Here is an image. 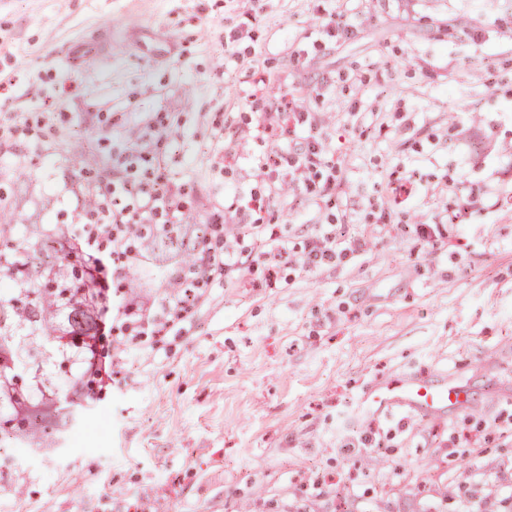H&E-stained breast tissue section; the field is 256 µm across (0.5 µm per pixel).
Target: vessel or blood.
<instances>
[{
	"instance_id": "b4317fda",
	"label": "vessel or blood",
	"mask_w": 512,
	"mask_h": 512,
	"mask_svg": "<svg viewBox=\"0 0 512 512\" xmlns=\"http://www.w3.org/2000/svg\"><path fill=\"white\" fill-rule=\"evenodd\" d=\"M364 398L376 411L405 409L423 421L449 417L475 406L470 391L449 375L404 373L371 387Z\"/></svg>"
}]
</instances>
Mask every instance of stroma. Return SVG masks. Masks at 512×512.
Wrapping results in <instances>:
<instances>
[{"mask_svg": "<svg viewBox=\"0 0 512 512\" xmlns=\"http://www.w3.org/2000/svg\"><path fill=\"white\" fill-rule=\"evenodd\" d=\"M260 78L309 112L280 151L319 135L335 195L285 184L263 212L292 257L277 281L243 266L184 292L177 258L107 281L177 306L159 335L103 336L115 382L80 441L0 463V512H512V0H0V125L32 128L0 143V250L93 223L122 180L175 190L192 250L259 252ZM323 232L354 253L294 262ZM412 372L476 408L363 407Z\"/></svg>", "mask_w": 512, "mask_h": 512, "instance_id": "stroma-1", "label": "stroma"}]
</instances>
